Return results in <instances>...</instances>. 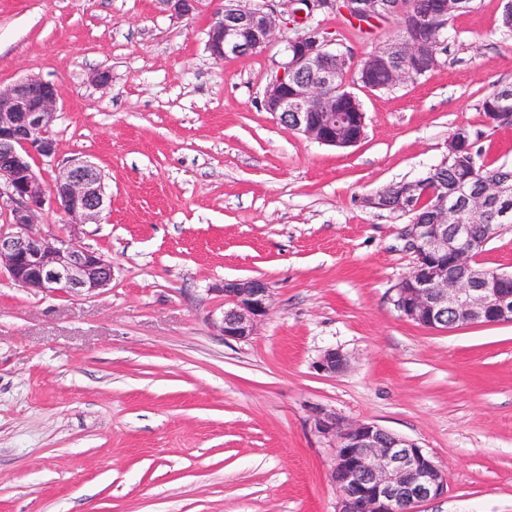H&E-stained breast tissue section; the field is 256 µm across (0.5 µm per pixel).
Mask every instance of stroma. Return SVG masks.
Returning <instances> with one entry per match:
<instances>
[{
  "instance_id": "1",
  "label": "stroma",
  "mask_w": 512,
  "mask_h": 512,
  "mask_svg": "<svg viewBox=\"0 0 512 512\" xmlns=\"http://www.w3.org/2000/svg\"><path fill=\"white\" fill-rule=\"evenodd\" d=\"M501 0L456 17L429 75L350 89L365 136L346 149L260 106L282 44L214 61L210 14L156 0H0V84L57 85V168L83 157L110 206L75 232L112 265L89 295L34 294L0 272V512H336L321 408L416 442L447 495L421 512H512V323L418 326L392 304L407 217L366 196L422 177L470 129L512 166V127L482 100L512 83ZM353 61L393 38L323 21ZM107 69L110 84L92 82ZM266 280L253 336L215 323L225 280ZM336 348L349 359L316 370ZM206 1L208 0H156L163 12L177 19L199 13ZM348 363L347 357L340 350L329 349L316 362V369L322 373L336 375L346 370Z\"/></svg>"
}]
</instances>
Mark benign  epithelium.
<instances>
[{"mask_svg": "<svg viewBox=\"0 0 512 512\" xmlns=\"http://www.w3.org/2000/svg\"><path fill=\"white\" fill-rule=\"evenodd\" d=\"M180 19L193 16L205 0H156ZM401 0H221L211 13L206 49L222 61L260 53L292 21L303 27L284 47L261 105L284 127L319 144L349 148L365 135L364 112L336 111V49L318 21L328 15L362 16L379 22L396 13ZM440 56L415 36L394 37L365 56L362 74L382 69L392 87L413 81L418 69L434 71ZM60 100L58 87L37 78L0 86V195L13 203L10 231L0 230V268L34 293L92 294L112 281V265L70 235L48 237L35 229L37 214L58 210L65 224H97L110 200L97 164L77 157L58 171L50 186L39 168L56 160L52 127ZM433 173L386 186L366 199L377 210L415 215L405 237L413 254L407 275L395 288L394 306L409 322L429 329L512 323V272L486 269L479 257L489 242L512 228V210L490 212L512 200V177L476 191L464 184H439L437 205L420 213V193ZM477 223L459 222L460 209ZM224 311L217 324L226 339L244 340L270 311L272 292L260 278L226 280L219 289ZM347 357L329 349L316 362L336 375ZM314 430L334 451L330 480L338 493L337 512H416L419 504L448 492L445 473L414 441L374 423H346L316 410Z\"/></svg>", "mask_w": 512, "mask_h": 512, "instance_id": "7a95c632", "label": "benign epithelium"}]
</instances>
